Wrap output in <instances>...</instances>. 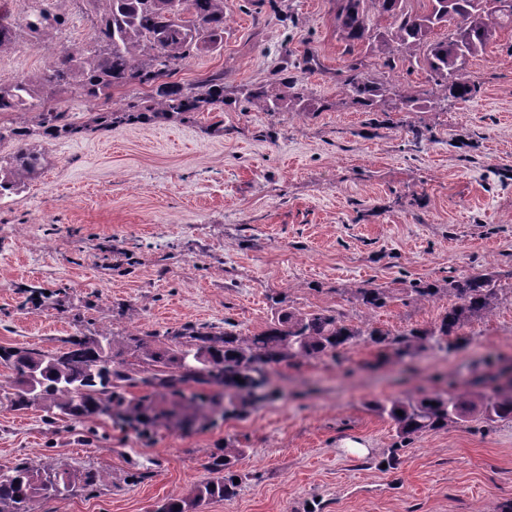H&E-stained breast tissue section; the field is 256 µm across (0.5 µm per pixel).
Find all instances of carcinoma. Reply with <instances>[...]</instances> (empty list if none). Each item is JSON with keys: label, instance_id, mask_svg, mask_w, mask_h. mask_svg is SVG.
I'll return each mask as SVG.
<instances>
[{"label": "carcinoma", "instance_id": "1", "mask_svg": "<svg viewBox=\"0 0 512 512\" xmlns=\"http://www.w3.org/2000/svg\"><path fill=\"white\" fill-rule=\"evenodd\" d=\"M85 10L97 19L98 40L92 50L80 45L59 46L53 62L39 81L17 80L0 85V112L28 111L40 105L47 88H74L89 100H110L112 88L130 84L151 85L176 70V66L202 49H217L224 42V0H84ZM367 0H336V25L350 43H366L386 55L394 70L400 56L422 53L434 84L455 98L473 91L467 70L469 58L481 52L495 33V26L512 25V0H429L423 13L405 8L406 0H375L388 26L379 29L366 9ZM454 23L445 40L432 39L436 29ZM60 20L47 5L28 14L18 24L0 17V51L18 43L26 29L45 42L57 39ZM364 63L355 58L347 65L341 84L357 103L369 106L391 91L390 85L365 77ZM284 91L269 93L244 89L240 101L265 112H276L285 101L302 103L305 88L297 80L283 84ZM216 100V91L197 95L178 88L163 89L150 107L151 113L127 106L125 112H104L107 126L122 121L161 119L171 113L189 112L202 102ZM39 131L16 127L0 141L14 140L17 150L0 156V200L19 193L47 163L45 152L32 143L33 136H72L83 127L69 121L68 113L42 110ZM499 291L498 279L478 273L448 282L455 301L434 330H412L389 338L379 329L368 332L379 344H405L410 348L428 335L451 336L465 325L485 318ZM363 304L371 309L386 305L389 291L360 288ZM360 331L350 328L335 312H303L283 309L261 332L242 338L231 330L213 326L184 325L178 329L130 334L127 342L108 333L94 337L73 336L60 351L4 347L0 359L12 367L11 407L27 410L42 404L71 420L87 422L102 417L130 427L149 430L154 425V401L129 399L127 389L144 386L174 398L183 397L189 383L220 386L234 392L240 403L223 406L224 415L243 411L245 399L268 396L267 373L292 359H309L343 350ZM394 425L397 445L414 437L444 429L479 411L489 422L512 419V382L500 384L482 396L468 390L426 396L389 404L374 403ZM402 414H397V411ZM242 448L224 445L211 455L208 476L191 497L171 498L157 512H197L207 499L234 493L239 477L236 467L244 458ZM103 479L99 472L67 469L41 460L27 459L6 472L0 471V512H22L36 497L54 498L72 491L79 483L93 486Z\"/></svg>", "mask_w": 512, "mask_h": 512}]
</instances>
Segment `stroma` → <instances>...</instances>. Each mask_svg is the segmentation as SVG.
I'll list each match as a JSON object with an SVG mask.
<instances>
[{"label": "stroma", "mask_w": 512, "mask_h": 512, "mask_svg": "<svg viewBox=\"0 0 512 512\" xmlns=\"http://www.w3.org/2000/svg\"><path fill=\"white\" fill-rule=\"evenodd\" d=\"M61 42L96 44L74 0H49ZM336 0H224V44L195 53L150 86L109 102L72 89L44 106L81 125L45 140L48 163L0 200V346L55 352L72 336L211 324L246 338L277 308L336 311L361 329L339 354L276 366L277 398L241 417L157 426L149 435L109 419L79 423L0 396V469L26 458L103 474L24 512H155L192 495L211 452L245 449L231 497L199 512H486L512 502V421L467 420L396 448L374 402L486 394L512 368V25L469 61L478 91L439 99L421 57L385 67L355 52L367 76L394 86L373 106L337 82L348 56ZM48 46L22 32L0 51V84L37 80ZM224 80L223 102L149 124L96 120L145 106L159 87ZM299 80L309 107L246 109L241 89ZM421 101L401 108L400 91ZM475 273L501 285L492 312L454 336L432 330L449 281ZM439 288L429 301L417 286ZM388 289L372 311L358 288ZM427 337L409 354L367 327ZM365 453L349 449V442Z\"/></svg>", "instance_id": "stroma-1"}]
</instances>
